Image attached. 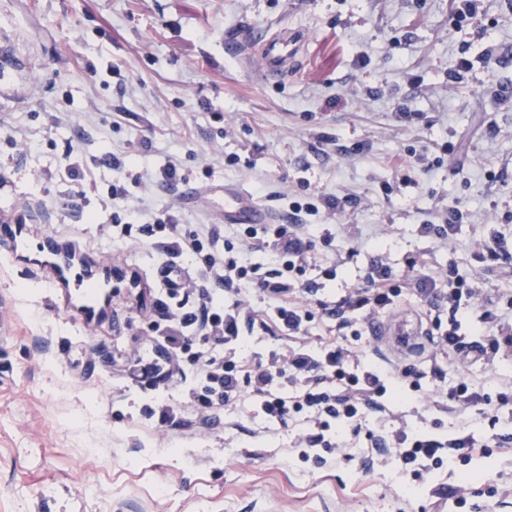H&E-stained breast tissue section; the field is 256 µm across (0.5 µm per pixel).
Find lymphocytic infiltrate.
Here are the masks:
<instances>
[{
  "mask_svg": "<svg viewBox=\"0 0 512 512\" xmlns=\"http://www.w3.org/2000/svg\"><path fill=\"white\" fill-rule=\"evenodd\" d=\"M146 232L162 267L170 271L188 264L196 273L192 283L165 281L155 299L151 340L167 348L168 359L166 365L151 366V373L167 377L174 366L188 362L198 379L192 406L199 412L253 407L270 423L301 422L305 433L299 455L305 460L359 435L369 413L385 412L398 395L420 391L424 378L443 377L435 364L426 371L411 365L383 371L361 361L344 334L354 321L372 323L410 296L429 298L430 321L441 329L438 342L443 348L453 353L474 351L491 361L501 346L512 347V299L503 309L481 304L476 280L453 268L442 277L428 273L416 257L409 261L406 275L374 263L361 283L312 311L301 300L316 287L308 271L316 269L329 277L344 260L335 232L327 227L320 239L333 253L323 268L294 224H236L225 236L214 229L188 235L172 215L163 213ZM247 252L267 255L270 262L246 261ZM247 288L267 297L264 308L243 299ZM318 316L330 325L327 341L315 346L305 337ZM475 323L486 331L476 347L467 339L468 328ZM257 328L277 330L293 343L267 364L247 365L236 353L243 330ZM448 404L464 414L481 406L496 418L511 420L512 382L493 395L476 381L459 380L448 391ZM436 426V420L426 415L415 424L402 419L388 433L374 437L372 444L395 448L403 467L416 477L441 468L447 448L464 462L512 454L510 439L478 438L463 427L444 440Z\"/></svg>",
  "mask_w": 512,
  "mask_h": 512,
  "instance_id": "obj_1",
  "label": "lymphocytic infiltrate"
}]
</instances>
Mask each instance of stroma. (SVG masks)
<instances>
[{"label":"stroma","instance_id":"1","mask_svg":"<svg viewBox=\"0 0 512 512\" xmlns=\"http://www.w3.org/2000/svg\"><path fill=\"white\" fill-rule=\"evenodd\" d=\"M281 30L303 43L270 77L261 38ZM506 51L512 0H484L480 22L462 27L448 0H0V225L23 226L26 239L19 257L0 253V512H445L461 485L468 512H512V455L443 467L415 495L399 461L367 441L304 462L298 422L266 433L251 414H197L191 375L131 379L116 359L148 347L159 260L139 233L115 237L101 209L111 180L171 160L185 181L127 182L122 222L168 210L185 230L220 229L223 194L192 205L185 184H240L282 214L304 181L345 200L331 222L355 250L318 298L340 297L376 260L408 274L413 256L476 278L483 300L512 293L511 273L475 259L494 236L512 239ZM463 55L469 71L449 80ZM70 146L125 167L92 168L96 191L73 199L57 165ZM425 148L442 164L395 182L391 157ZM74 201L97 221H79ZM453 201L470 215L454 237L422 234ZM42 239L79 242L95 279L110 282L96 318L49 287ZM349 343L381 365L437 361L447 387L468 377L493 392L512 378L511 347L489 363L429 335L417 355L367 329ZM160 396L182 410L172 425L148 414Z\"/></svg>","mask_w":512,"mask_h":512}]
</instances>
